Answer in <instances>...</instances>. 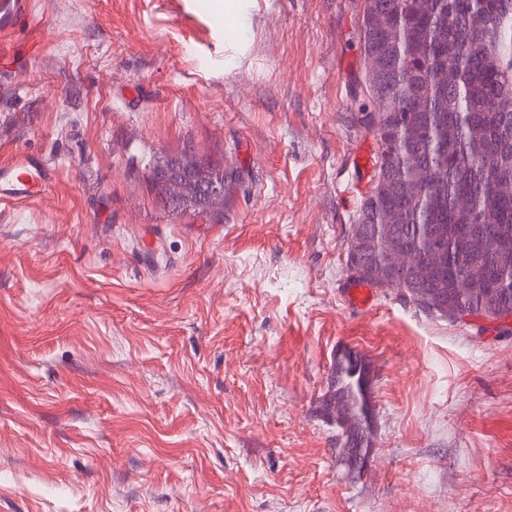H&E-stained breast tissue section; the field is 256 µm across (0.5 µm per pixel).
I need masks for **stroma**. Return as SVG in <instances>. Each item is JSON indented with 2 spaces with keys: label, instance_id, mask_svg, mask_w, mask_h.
<instances>
[{
  "label": "stroma",
  "instance_id": "1",
  "mask_svg": "<svg viewBox=\"0 0 512 512\" xmlns=\"http://www.w3.org/2000/svg\"><path fill=\"white\" fill-rule=\"evenodd\" d=\"M0 52V512H512V331L399 291L347 306L379 144L364 0H26ZM237 171L178 216L152 156ZM370 366L374 453L336 458L318 408L338 354ZM176 157L181 158L185 164H187L191 169L194 170L195 174L202 179L205 178H218L219 176L224 179L216 180L212 179L210 181L200 182L196 188L197 197L200 196H214V195H222L220 197H206L201 199L196 206H193L190 210L185 208H181L177 203L172 199L174 194L176 193L175 188H170L167 186H160L159 183H155L152 179L151 183L159 190V193L163 196V200L165 204L171 209L170 211L173 214L181 215L187 212H191L194 214H203L214 211H222L224 210V202L227 198V194L229 193L232 185L238 180L236 172L233 169H220L213 167L205 162L198 161L193 154L188 152H183L180 155H175ZM199 162V163H198ZM224 182L226 185V191L224 193ZM49 165L34 155L21 154L0 168V204H16L38 195L53 180Z\"/></svg>",
  "mask_w": 512,
  "mask_h": 512
}]
</instances>
